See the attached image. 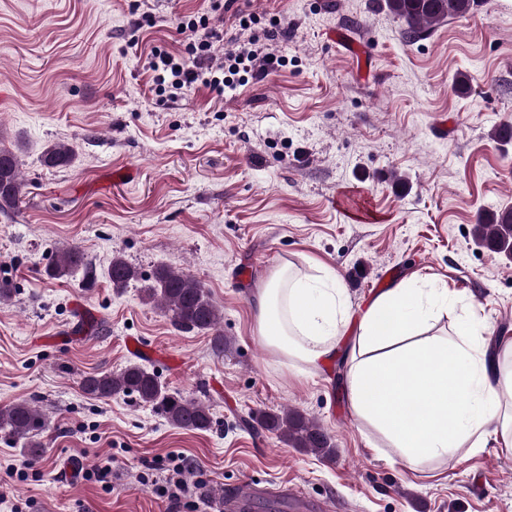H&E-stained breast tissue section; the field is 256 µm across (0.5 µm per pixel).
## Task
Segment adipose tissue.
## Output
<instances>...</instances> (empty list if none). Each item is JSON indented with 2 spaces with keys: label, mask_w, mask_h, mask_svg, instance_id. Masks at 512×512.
<instances>
[{
  "label": "adipose tissue",
  "mask_w": 512,
  "mask_h": 512,
  "mask_svg": "<svg viewBox=\"0 0 512 512\" xmlns=\"http://www.w3.org/2000/svg\"><path fill=\"white\" fill-rule=\"evenodd\" d=\"M343 293L283 268L253 294L260 341L318 367L352 321ZM448 302L447 290L399 281L371 300L346 354L355 417L415 471L491 437L512 447V338L489 340L477 317L450 337L425 334L434 307Z\"/></svg>",
  "instance_id": "ef3b65f1"
}]
</instances>
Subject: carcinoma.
Masks as SVG:
<instances>
[{"instance_id": "carcinoma-1", "label": "carcinoma", "mask_w": 512, "mask_h": 512, "mask_svg": "<svg viewBox=\"0 0 512 512\" xmlns=\"http://www.w3.org/2000/svg\"><path fill=\"white\" fill-rule=\"evenodd\" d=\"M477 0H385V7L405 24L404 36L413 41L441 21L473 12ZM75 157L74 149L65 143L49 146L43 163L51 168L67 167ZM25 184L20 176V159L16 152L0 148V212L13 210L23 195ZM475 238L487 249L512 255V207H505L484 216L475 225ZM83 271L86 282L93 274L83 253L69 247L46 267L52 278H62ZM137 277L135 268L122 257L112 259L109 278L113 288L121 290ZM147 301L159 307L174 326L185 331L212 332L213 346L222 351L227 346L219 327L222 314L204 286L182 269L161 266L151 284L144 289ZM83 391L95 398L109 399L116 395L136 397L151 406L174 427L206 431L212 423L210 405L200 398H189L169 390L159 377L140 364H130L116 373L87 375L82 378ZM249 428L258 426L274 434L286 445L320 458L335 454L331 438L323 426L301 412H256L241 419ZM48 427V417L29 402H18L0 409V431L27 448L31 458L40 457L36 437Z\"/></svg>"}]
</instances>
